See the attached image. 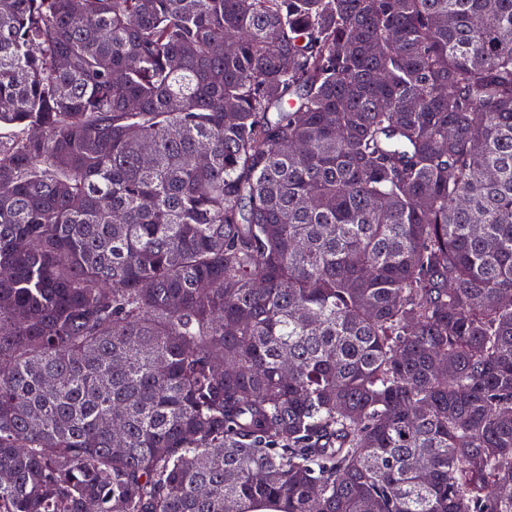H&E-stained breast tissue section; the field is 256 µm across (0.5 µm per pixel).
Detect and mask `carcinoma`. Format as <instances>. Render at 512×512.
Here are the masks:
<instances>
[{
    "instance_id": "cac0c4a2",
    "label": "carcinoma",
    "mask_w": 512,
    "mask_h": 512,
    "mask_svg": "<svg viewBox=\"0 0 512 512\" xmlns=\"http://www.w3.org/2000/svg\"><path fill=\"white\" fill-rule=\"evenodd\" d=\"M1 125L0 512H512V0H0Z\"/></svg>"
}]
</instances>
